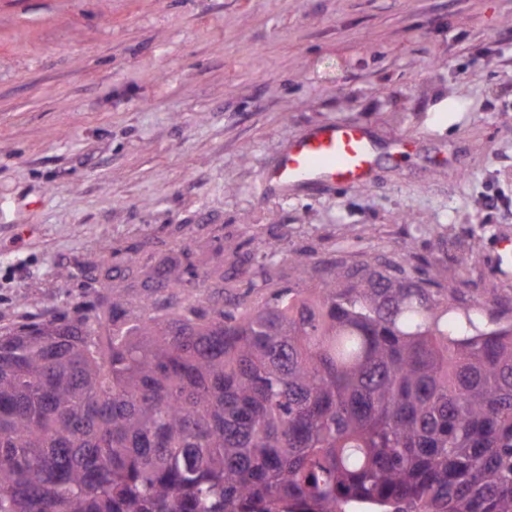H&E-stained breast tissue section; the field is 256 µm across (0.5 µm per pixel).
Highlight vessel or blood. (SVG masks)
<instances>
[{
  "label": "vessel or blood",
  "mask_w": 512,
  "mask_h": 512,
  "mask_svg": "<svg viewBox=\"0 0 512 512\" xmlns=\"http://www.w3.org/2000/svg\"><path fill=\"white\" fill-rule=\"evenodd\" d=\"M377 159V148L362 126L324 123L290 142L263 180L284 192L324 184L355 188L367 185Z\"/></svg>",
  "instance_id": "b4317fda"
}]
</instances>
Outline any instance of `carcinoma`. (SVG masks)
<instances>
[{"instance_id": "obj_1", "label": "carcinoma", "mask_w": 512, "mask_h": 512, "mask_svg": "<svg viewBox=\"0 0 512 512\" xmlns=\"http://www.w3.org/2000/svg\"><path fill=\"white\" fill-rule=\"evenodd\" d=\"M0 332V512H512V324L435 273Z\"/></svg>"}]
</instances>
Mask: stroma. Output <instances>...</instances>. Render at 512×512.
Segmentation results:
<instances>
[{"label": "stroma", "mask_w": 512, "mask_h": 512, "mask_svg": "<svg viewBox=\"0 0 512 512\" xmlns=\"http://www.w3.org/2000/svg\"><path fill=\"white\" fill-rule=\"evenodd\" d=\"M328 122L367 127L369 184L282 195L262 172ZM439 270L512 322V0H0V328L266 291L293 257Z\"/></svg>", "instance_id": "obj_1"}]
</instances>
